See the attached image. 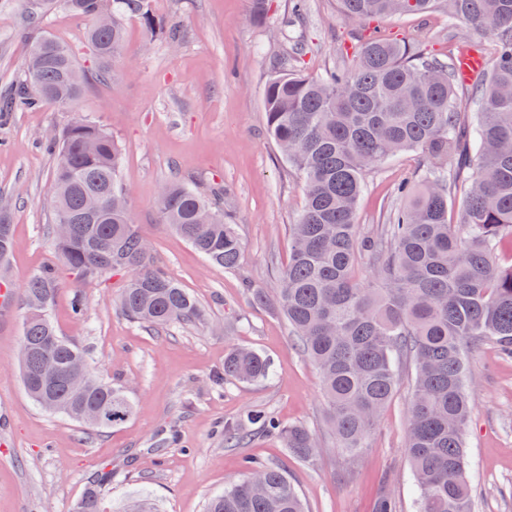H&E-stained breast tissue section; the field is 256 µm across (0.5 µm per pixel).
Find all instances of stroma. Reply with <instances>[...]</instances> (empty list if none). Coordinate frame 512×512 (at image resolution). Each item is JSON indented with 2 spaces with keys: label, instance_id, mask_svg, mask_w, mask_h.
<instances>
[{
  "label": "stroma",
  "instance_id": "1",
  "mask_svg": "<svg viewBox=\"0 0 512 512\" xmlns=\"http://www.w3.org/2000/svg\"><path fill=\"white\" fill-rule=\"evenodd\" d=\"M148 5L182 40L148 35L129 20L125 50L114 61L123 77L114 84L94 79L98 61L84 39V21L61 8L46 16L44 30L72 47L90 81L70 106L48 104L0 122V198L13 204L14 237V292L0 315V512H70L88 477L103 467L112 472L106 512H122L135 494L154 499L160 512H204L209 498L242 479L247 458L283 467L307 512H375L388 492L401 512H415L405 456L409 367H401L363 454L347 458L329 430L315 366L296 349L286 319L246 290L275 287L288 262V226L304 204L299 177L267 132L263 92L278 55L295 46L306 69L319 74L347 64L348 49L368 35L408 41L448 64L464 44L493 58L491 40L443 11L365 21L342 16L338 0H306L300 18L294 0H273L261 20L253 16L252 0ZM27 6V0H0V98L21 77L31 30ZM78 112L99 120L118 141L134 223L159 265L205 314L204 323L190 326L132 324L116 305L125 277L115 274L82 286L88 312L79 320L71 311L73 281L65 279L51 309L59 333L83 346L96 373L126 386L133 401L132 415L102 433L41 411L17 370L23 288L34 272L57 261L49 235L54 159L39 142ZM420 164L418 153H401L366 173L360 234L385 223L398 185ZM179 176L204 190L217 183L226 188L224 206L244 243L236 270L210 265L159 223L155 198ZM232 346L262 353L272 375L259 383L228 382L223 393H213L206 379L223 368ZM469 386L472 512H512V359L484 345L470 357ZM250 410L307 426L322 452L310 461L296 458L277 435L258 427L240 447L225 444L218 426L235 424ZM169 428L179 431L180 447L156 453Z\"/></svg>",
  "mask_w": 512,
  "mask_h": 512
}]
</instances>
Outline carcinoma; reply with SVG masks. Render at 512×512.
Instances as JSON below:
<instances>
[{"mask_svg":"<svg viewBox=\"0 0 512 512\" xmlns=\"http://www.w3.org/2000/svg\"><path fill=\"white\" fill-rule=\"evenodd\" d=\"M342 15L362 20L417 15L439 8L488 36L498 53L475 80L470 111L460 110L454 68L404 40L369 38L351 63L312 74L298 50L278 57L264 87L267 130L297 172L305 204L290 225L292 246L277 287L252 289L288 322L315 365L329 423L343 453L365 448L375 419L399 382L397 362L413 365V392L405 448L418 489L416 512H471L472 480L465 440L471 411L468 355L492 343L512 356V0H339ZM57 7L87 22L86 42L99 62L96 78H116L112 61L126 44V25L164 29L148 0H33L43 17ZM69 46L36 30L16 83L0 113L67 106L83 83ZM54 156L51 239L65 271L78 282L126 274L117 306L127 320L164 326L203 320L200 303L157 265L149 241L131 216L122 186L123 153L98 120L77 114L42 140ZM415 151L424 164L402 185L380 232L358 234L357 204L364 175L386 159ZM224 186L207 193L175 179L158 192L160 222L211 264L238 267L243 243L224 211ZM457 209L458 219L448 221ZM10 206L0 207V265L13 247ZM368 276L353 275L357 262ZM60 287L56 266L44 267L24 291L23 386L43 411L96 431L125 421L132 403L124 387L96 376L86 351L56 330L51 307ZM271 364L262 354L233 347L224 382H260ZM279 435L288 452L313 460L314 433L283 425L265 411L245 414L224 429L239 445L253 426ZM112 472L89 482L73 512H105ZM206 512H305L279 465L245 461L244 478L211 498Z\"/></svg>","mask_w":512,"mask_h":512,"instance_id":"1","label":"carcinoma"}]
</instances>
